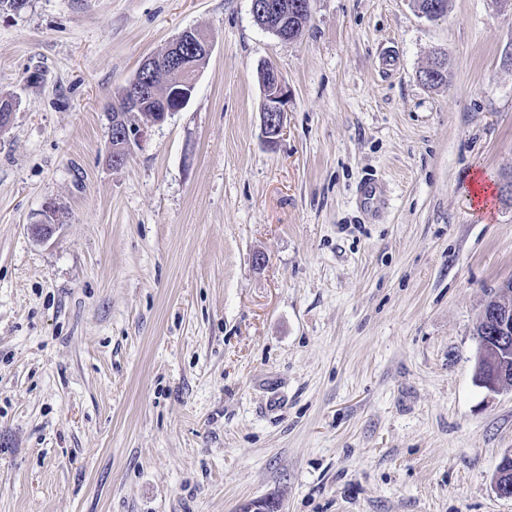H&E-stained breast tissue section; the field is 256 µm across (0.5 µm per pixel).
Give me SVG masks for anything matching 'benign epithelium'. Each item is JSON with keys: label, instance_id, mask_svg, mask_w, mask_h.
Segmentation results:
<instances>
[{"label": "benign epithelium", "instance_id": "benign-epithelium-1", "mask_svg": "<svg viewBox=\"0 0 512 512\" xmlns=\"http://www.w3.org/2000/svg\"><path fill=\"white\" fill-rule=\"evenodd\" d=\"M308 8L309 3L305 0H297L295 3H288L286 0H251L253 16L261 26L283 40L294 34V31L288 28V17L302 14ZM189 42L197 45L202 57H210L213 43L209 35L196 28H187L168 45L167 61L174 63V68L183 67V63L177 62V57L180 56V47ZM153 58L152 54L146 56L130 81V94L126 99L125 112L116 111L110 116V130L113 131L114 139L118 140V145L110 147L109 150V160L114 168H120L128 162L134 148L141 146L147 139L149 129L164 123L170 115L185 107L195 88L197 77L202 72V69H197L188 80L181 81L171 88L170 99L176 101V106L148 112L143 120L131 124L128 113L138 111L143 105V99L147 97L146 89L139 84V77L145 70L155 69ZM265 72V79L261 81L262 130L265 139L273 144L283 132L288 105V86L273 65L265 66ZM54 229L51 215L47 213L43 219L30 225L31 234L36 239L49 237ZM482 320L492 328L494 344L480 341L476 362L496 364L503 360L512 361V302H500L494 306L484 307Z\"/></svg>", "mask_w": 512, "mask_h": 512}]
</instances>
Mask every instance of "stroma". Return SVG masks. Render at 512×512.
I'll list each match as a JSON object with an SVG mask.
<instances>
[{
    "label": "stroma",
    "mask_w": 512,
    "mask_h": 512,
    "mask_svg": "<svg viewBox=\"0 0 512 512\" xmlns=\"http://www.w3.org/2000/svg\"><path fill=\"white\" fill-rule=\"evenodd\" d=\"M193 27L190 101L112 168L114 92ZM1 97L0 512H512V390L475 379L512 200L465 190L512 179V0H310L293 41L250 0H28ZM264 69L266 76L261 81L263 91L262 130L265 139L273 144L283 132L288 105V86L276 67L269 64ZM360 204L367 214L378 213L385 205L383 190L379 181L369 179L360 188Z\"/></svg>",
    "instance_id": "35a3bbf8"
}]
</instances>
